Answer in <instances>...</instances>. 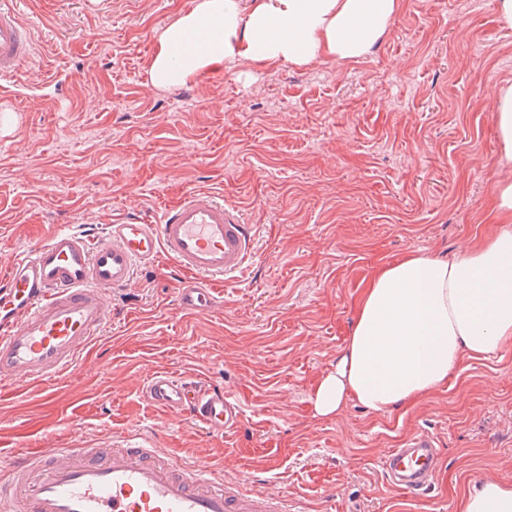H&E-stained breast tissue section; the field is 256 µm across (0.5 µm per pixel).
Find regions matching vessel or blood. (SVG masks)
<instances>
[{
  "label": "vessel or blood",
  "mask_w": 512,
  "mask_h": 512,
  "mask_svg": "<svg viewBox=\"0 0 512 512\" xmlns=\"http://www.w3.org/2000/svg\"><path fill=\"white\" fill-rule=\"evenodd\" d=\"M16 0H0V81L32 55ZM254 234L237 209L193 191L157 217H123L93 235L58 230L0 275V385L60 379L112 320L107 299L129 287L137 268L166 258L185 274L178 307L189 314L219 301L204 279L246 267ZM158 408L187 416L209 432L236 431L243 415L222 387L160 370L143 387ZM433 435L419 431L381 461L386 477L412 495L433 484ZM0 512H305L301 500L255 494L223 475L174 460L151 438L128 436L89 446L19 453L0 463Z\"/></svg>",
  "instance_id": "1"
}]
</instances>
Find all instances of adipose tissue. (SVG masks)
Segmentation results:
<instances>
[{"mask_svg":"<svg viewBox=\"0 0 512 512\" xmlns=\"http://www.w3.org/2000/svg\"><path fill=\"white\" fill-rule=\"evenodd\" d=\"M400 9L401 0H196L158 35L148 80L167 89L230 63L355 59ZM492 105L502 149L493 189L499 230L451 258L412 251L374 272L335 369L313 387L317 416L340 415L350 401L386 414L440 389L463 359L512 347V85ZM459 512H512V480L471 484Z\"/></svg>","mask_w":512,"mask_h":512,"instance_id":"obj_1","label":"adipose tissue"}]
</instances>
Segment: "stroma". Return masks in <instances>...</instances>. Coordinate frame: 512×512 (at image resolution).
I'll return each mask as SVG.
<instances>
[{
  "mask_svg": "<svg viewBox=\"0 0 512 512\" xmlns=\"http://www.w3.org/2000/svg\"><path fill=\"white\" fill-rule=\"evenodd\" d=\"M194 0H20L33 34L0 82V273L59 229L100 232L208 190L255 231L223 308L189 315L169 261L112 294V323L52 388L0 389V458L74 436L145 433L247 490L277 485L306 512H456L486 473L512 478V348L467 360L411 409L347 403L315 416L374 269L410 251L452 257L493 233L501 149L491 100L512 84L497 0H404L361 58L234 65L157 89L158 34ZM194 374L239 403L216 436L147 401L155 371ZM437 440L434 486L389 485L386 451Z\"/></svg>",
  "mask_w": 512,
  "mask_h": 512,
  "instance_id": "obj_1",
  "label": "stroma"
}]
</instances>
